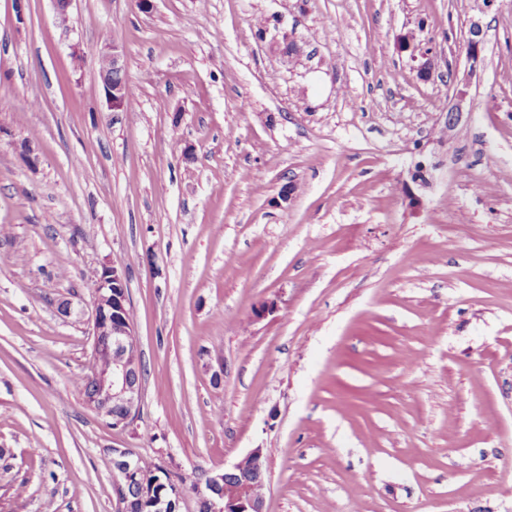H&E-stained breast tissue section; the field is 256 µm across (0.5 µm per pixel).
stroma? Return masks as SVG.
Listing matches in <instances>:
<instances>
[{
    "label": "stroma",
    "instance_id": "35a3bbf8",
    "mask_svg": "<svg viewBox=\"0 0 512 512\" xmlns=\"http://www.w3.org/2000/svg\"><path fill=\"white\" fill-rule=\"evenodd\" d=\"M1 226L0 512H117L112 446L200 475L261 449L265 512H512V0H0ZM112 263L124 430L60 310ZM99 63L102 88L108 107L114 112L125 111L128 101L126 84L123 80L116 79L124 75L125 66L122 50L115 41L104 44ZM91 305V354L106 355L110 366L77 378L75 387L86 406L99 418L112 421V429L127 428L139 413L140 352L133 323L128 319L130 300L121 268L104 266L97 274ZM84 384V385H83ZM83 387V388H82Z\"/></svg>",
    "mask_w": 512,
    "mask_h": 512
}]
</instances>
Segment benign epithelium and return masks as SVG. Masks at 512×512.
<instances>
[{
    "instance_id": "7a95c632",
    "label": "benign epithelium",
    "mask_w": 512,
    "mask_h": 512,
    "mask_svg": "<svg viewBox=\"0 0 512 512\" xmlns=\"http://www.w3.org/2000/svg\"><path fill=\"white\" fill-rule=\"evenodd\" d=\"M483 43V28L474 21L470 26L467 55L473 59ZM102 88L110 110L123 112L128 101L127 88L120 76L124 75L123 53L115 42L104 44L100 55ZM130 300L121 268L105 266L97 274V290L92 297L91 336L92 355H106L110 366L104 371L88 373L84 377L82 395L86 406L100 418L112 421V428H127L139 413L141 387L139 380L140 352L133 323L128 319ZM262 460V449L255 448L245 457L224 469L209 474L204 484L197 487L199 509L202 512H265L264 497L251 494L252 482L265 481V471L251 465ZM114 471L127 479L135 494L147 491V482L132 480L137 474L132 460L116 449ZM234 476L241 477L239 495L229 501L217 495L224 482Z\"/></svg>"
}]
</instances>
